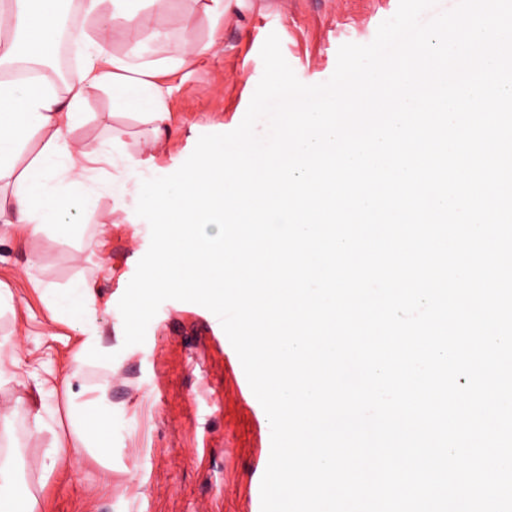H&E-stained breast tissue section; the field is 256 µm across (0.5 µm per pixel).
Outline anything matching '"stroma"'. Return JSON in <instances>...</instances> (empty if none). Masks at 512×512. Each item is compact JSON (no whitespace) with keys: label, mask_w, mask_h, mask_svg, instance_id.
<instances>
[{"label":"stroma","mask_w":512,"mask_h":512,"mask_svg":"<svg viewBox=\"0 0 512 512\" xmlns=\"http://www.w3.org/2000/svg\"><path fill=\"white\" fill-rule=\"evenodd\" d=\"M205 0H170L142 29L127 30L111 16L83 18L92 38L106 36L108 50L144 60L174 55L183 38L204 45L190 74L171 76L174 131L151 139L131 116L113 115L112 91L88 89L83 114L67 135L71 151L109 142L124 132L127 152L153 158L155 176L174 173L200 136L227 133L244 118L263 75L261 48L277 34L281 51L305 84L327 81L346 43H370L392 17L398 0H233L227 13L207 18ZM167 32L157 41L154 30ZM111 168L98 175L79 215L81 235L50 232L20 237L0 227V358L17 361L0 382V418L13 420L0 433V458L15 453L37 498L38 512H257L255 491L270 452L269 424L257 420L238 391V373L212 339L198 304L168 300L150 321L144 343L125 345L118 303L123 278L133 277L150 234L129 222L137 193L114 209ZM81 280L95 303L90 320L111 346L83 368L84 389H101L112 413V447L54 456L72 433L70 412L83 399L59 384L84 339L78 322L52 319L44 286ZM42 396L43 427L32 432L15 415L18 400Z\"/></svg>","instance_id":"obj_1"}]
</instances>
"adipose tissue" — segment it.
<instances>
[{
    "mask_svg": "<svg viewBox=\"0 0 512 512\" xmlns=\"http://www.w3.org/2000/svg\"><path fill=\"white\" fill-rule=\"evenodd\" d=\"M60 0H8L0 6V27H12L13 35L0 43V66L19 60L38 66L34 81L0 80V182H14L10 199L0 203V216L21 235L49 229L60 236L73 235L77 226L72 212L95 182L100 165H110L112 201L125 206L131 171L150 172L153 158H138L120 148L121 133L113 131L111 146L102 145L74 159L68 149L66 131L77 122L85 91L90 86L110 88L119 107H135L138 122L146 132L161 136L172 126L171 87L161 79L192 68L200 47L184 40L178 55L158 61L137 62L130 56L109 53L104 44L78 33L76 42L84 48L83 62L72 72L66 89H59L51 63L59 39ZM111 4L112 18L134 29L142 23V11L163 7L165 0H82L85 15H100ZM51 129L37 156L25 167L17 162L27 143ZM43 299L55 316L83 319L95 296L86 283L65 289L44 287ZM112 430V415L98 401L86 402L74 428V447L102 446ZM38 500L20 476L12 459L0 461V512H37Z\"/></svg>",
    "mask_w": 512,
    "mask_h": 512,
    "instance_id": "1",
    "label": "adipose tissue"
}]
</instances>
